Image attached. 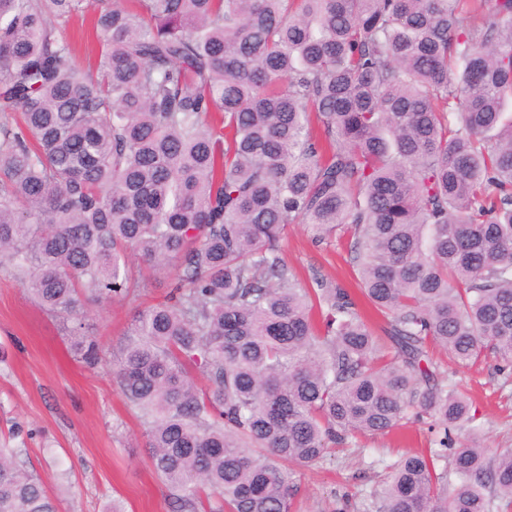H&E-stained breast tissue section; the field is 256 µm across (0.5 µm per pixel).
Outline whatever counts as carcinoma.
I'll return each mask as SVG.
<instances>
[{"label": "carcinoma", "instance_id": "carcinoma-1", "mask_svg": "<svg viewBox=\"0 0 512 512\" xmlns=\"http://www.w3.org/2000/svg\"><path fill=\"white\" fill-rule=\"evenodd\" d=\"M90 9L94 72L62 36ZM0 98V265L75 351L129 258L174 273L113 361L174 512H292L298 467L424 416L365 512H512V451L422 365L512 366V0H0ZM289 224L346 236L383 334L300 286ZM0 512H56L6 447Z\"/></svg>", "mask_w": 512, "mask_h": 512}]
</instances>
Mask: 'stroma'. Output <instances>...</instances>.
Returning a JSON list of instances; mask_svg holds the SVG:
<instances>
[{
    "instance_id": "35a3bbf8",
    "label": "stroma",
    "mask_w": 512,
    "mask_h": 512,
    "mask_svg": "<svg viewBox=\"0 0 512 512\" xmlns=\"http://www.w3.org/2000/svg\"><path fill=\"white\" fill-rule=\"evenodd\" d=\"M282 257L304 287L316 279L352 285L345 243L316 241L307 225L291 224ZM168 275L152 276L134 299L87 301L85 336L98 342L102 360L86 365L74 351L62 317L43 311L0 265V428L20 424L13 440L18 462L44 480L58 512H172L170 489L154 472L142 419L124 401L112 358L138 310L163 299ZM429 357L468 386L481 418L488 453L512 448V376L495 358L461 368L431 346ZM440 432L428 420L411 421L385 435H362L334 456L300 468L298 512H363L387 467L401 455L436 447Z\"/></svg>"
}]
</instances>
